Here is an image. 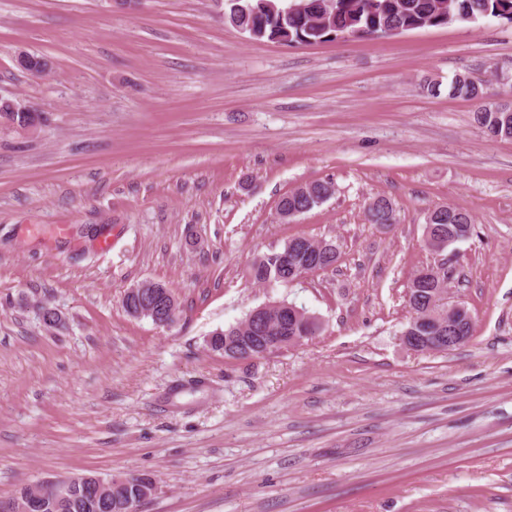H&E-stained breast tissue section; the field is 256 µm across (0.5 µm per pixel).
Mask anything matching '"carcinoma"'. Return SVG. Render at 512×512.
<instances>
[{
	"mask_svg": "<svg viewBox=\"0 0 512 512\" xmlns=\"http://www.w3.org/2000/svg\"><path fill=\"white\" fill-rule=\"evenodd\" d=\"M303 9L285 12L280 7L275 12H259L253 0H230L226 18L235 22V27L245 33L254 34L256 40L280 42L290 45L330 41L338 37L372 38L387 30L410 31L420 28L448 25V14L464 15L478 21L484 18L505 19L512 22V0H297ZM450 92L477 102L474 112L475 123L492 137L512 139V106L484 100L482 84L468 73H458L451 81ZM33 121L32 113L26 112L22 104L8 99L0 100V125L13 133ZM334 186L328 181L311 182L284 196L278 210L304 213L328 199ZM370 220L375 224L395 223L391 201L379 196L368 207ZM430 223L442 224L462 238L470 236L473 230V216L470 212L453 205H442L431 210ZM310 257L299 251L288 252L286 248L274 250L255 259L250 277L257 284L267 282L289 283L296 279L300 267ZM448 288V275H443L435 284H426L418 300L408 302L414 313L407 327L421 318L438 313L441 309L439 289ZM252 335L249 319L213 333L207 341L210 350L224 353V357L248 358L243 353L246 337ZM147 476L129 477L126 480L112 479L109 512H127L124 504L137 500L139 486ZM90 498L82 485L72 487L66 503L45 508L43 512H104L101 508L87 506Z\"/></svg>",
	"mask_w": 512,
	"mask_h": 512,
	"instance_id": "carcinoma-1",
	"label": "carcinoma"
}]
</instances>
